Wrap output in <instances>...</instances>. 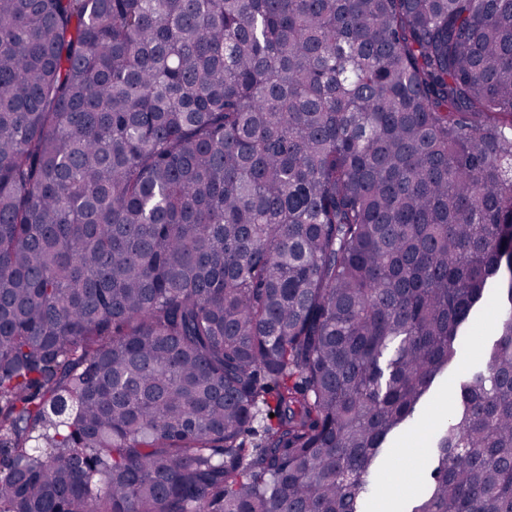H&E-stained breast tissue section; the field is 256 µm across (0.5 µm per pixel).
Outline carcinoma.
I'll use <instances>...</instances> for the list:
<instances>
[{
  "label": "carcinoma",
  "mask_w": 512,
  "mask_h": 512,
  "mask_svg": "<svg viewBox=\"0 0 512 512\" xmlns=\"http://www.w3.org/2000/svg\"><path fill=\"white\" fill-rule=\"evenodd\" d=\"M512 512V0H0V512ZM466 367L459 366L453 378L438 379L430 391L427 393L424 400V412L419 423L406 431H404L395 441L386 444V455L389 458V466L386 464L381 471V478L377 481L383 480L380 490L376 493L377 482L373 484L371 495L382 498L384 501L390 503L395 510L407 506L410 501L422 491L421 477L427 466L430 458V451L432 440L438 429L446 423L448 415L451 413L454 400H455V387L456 381L465 375ZM447 416V419L445 417ZM424 430L423 440L420 444V449L416 456L398 458L396 461L394 455V448H400L401 444L406 442L415 430ZM411 446H406L407 451L411 447H415L414 441L418 439L417 435H411ZM405 472L410 475L411 483L406 487H401L398 481L399 473ZM387 487H395L397 494L395 496L388 495L385 492ZM372 500L371 507L374 510V499Z\"/></svg>",
  "instance_id": "obj_1"
}]
</instances>
